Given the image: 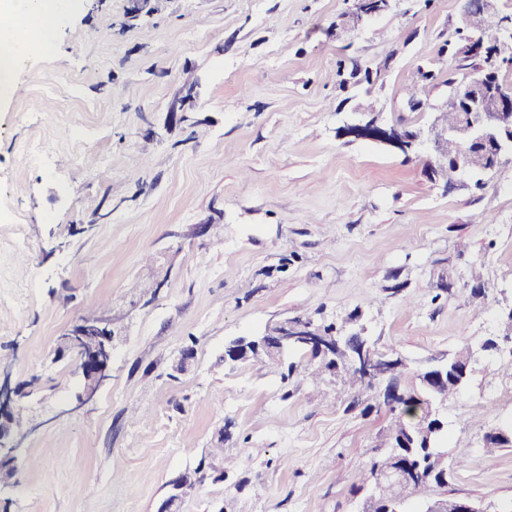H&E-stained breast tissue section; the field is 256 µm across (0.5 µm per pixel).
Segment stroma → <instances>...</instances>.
Listing matches in <instances>:
<instances>
[{
  "instance_id": "obj_1",
  "label": "stroma",
  "mask_w": 512,
  "mask_h": 512,
  "mask_svg": "<svg viewBox=\"0 0 512 512\" xmlns=\"http://www.w3.org/2000/svg\"><path fill=\"white\" fill-rule=\"evenodd\" d=\"M352 4L67 0L53 53L23 42L0 96V381L29 383L15 412L38 429L0 484V512H157L228 419L226 465L250 480L237 512H357L352 485L386 410L362 415L301 357L285 380L225 365V341L356 308L377 349L419 369L502 333L512 161L448 192L429 151L349 132L372 115L428 125L458 68L443 47L461 2L392 0L337 34ZM356 65L370 81L351 78ZM424 69L438 78L413 111L405 88ZM475 268L479 310L457 294ZM442 278L456 290L439 297ZM101 314L118 334L110 380L72 413L80 378L61 336ZM445 413L474 459L434 497L512 512V447L482 449L512 421V373L480 356Z\"/></svg>"
}]
</instances>
